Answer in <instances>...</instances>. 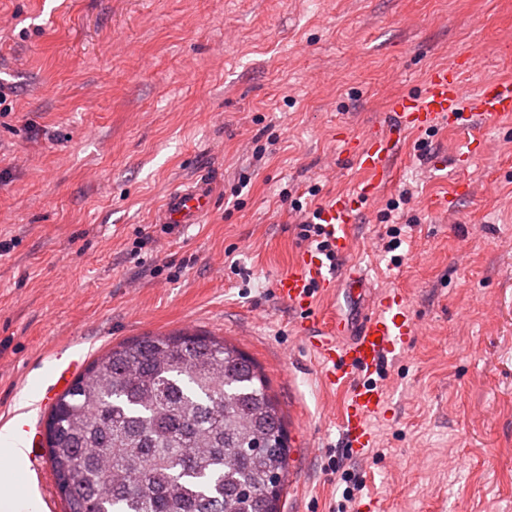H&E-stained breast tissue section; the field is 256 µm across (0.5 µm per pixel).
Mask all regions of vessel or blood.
<instances>
[{
  "mask_svg": "<svg viewBox=\"0 0 512 512\" xmlns=\"http://www.w3.org/2000/svg\"><path fill=\"white\" fill-rule=\"evenodd\" d=\"M464 69L461 63L433 68L419 92L391 100V117L384 128L373 132L365 142L347 141L349 154L366 178L355 194L331 197L317 213V222L334 244L337 255H344L348 249V232L359 209L375 201L388 181L404 133L430 130L443 119L468 132L476 118L512 113V83L487 81L470 90L463 83ZM210 208L207 187H190L166 199L162 221L193 224L207 215ZM342 278L349 284V294L362 292L365 274L360 267L333 269L319 252L305 250L277 275L273 288L281 301L304 313L311 308L314 289L335 290ZM416 334L417 321L410 301L395 291L374 293L366 312L356 323L336 319L306 334V341L323 367L324 381L346 391L342 432L349 446L357 451L373 446L375 435L369 419L387 401L386 389L373 381V374L378 373L390 356L405 350ZM51 355L54 366L50 378L59 390L69 385V377L78 369L82 358L61 346L52 350ZM11 417L21 441H37L39 428L31 410L12 412Z\"/></svg>",
  "mask_w": 512,
  "mask_h": 512,
  "instance_id": "vessel-or-blood-1",
  "label": "vessel or blood"
}]
</instances>
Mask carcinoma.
Wrapping results in <instances>:
<instances>
[{"instance_id": "1", "label": "carcinoma", "mask_w": 512, "mask_h": 512, "mask_svg": "<svg viewBox=\"0 0 512 512\" xmlns=\"http://www.w3.org/2000/svg\"><path fill=\"white\" fill-rule=\"evenodd\" d=\"M66 512H281L290 448L257 362L203 332L123 341L51 406Z\"/></svg>"}]
</instances>
